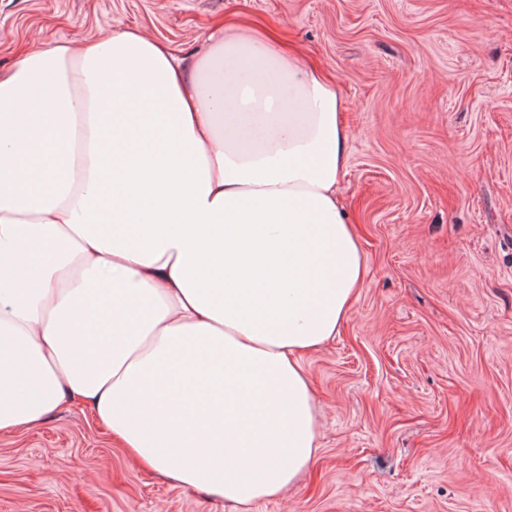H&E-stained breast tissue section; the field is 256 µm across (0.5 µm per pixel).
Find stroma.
Here are the masks:
<instances>
[{"label":"stroma","instance_id":"stroma-1","mask_svg":"<svg viewBox=\"0 0 512 512\" xmlns=\"http://www.w3.org/2000/svg\"><path fill=\"white\" fill-rule=\"evenodd\" d=\"M230 14L337 83L366 269L303 358L316 454L247 512H512V0H0V73L119 24L192 55ZM0 512L228 510L66 403L0 435Z\"/></svg>","mask_w":512,"mask_h":512}]
</instances>
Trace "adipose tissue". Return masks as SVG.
<instances>
[{"mask_svg": "<svg viewBox=\"0 0 512 512\" xmlns=\"http://www.w3.org/2000/svg\"><path fill=\"white\" fill-rule=\"evenodd\" d=\"M335 82L236 21L134 27L0 75V434L77 401L134 461L237 506L316 449L301 357L365 265Z\"/></svg>", "mask_w": 512, "mask_h": 512, "instance_id": "adipose-tissue-1", "label": "adipose tissue"}]
</instances>
